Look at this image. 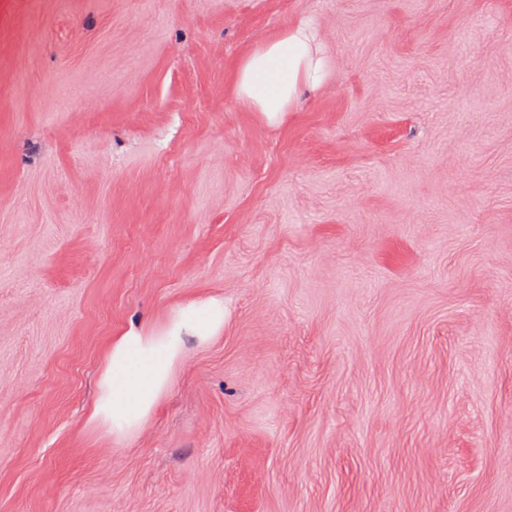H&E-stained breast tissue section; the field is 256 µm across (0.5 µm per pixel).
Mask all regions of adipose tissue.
I'll list each match as a JSON object with an SVG mask.
<instances>
[{
    "mask_svg": "<svg viewBox=\"0 0 512 512\" xmlns=\"http://www.w3.org/2000/svg\"><path fill=\"white\" fill-rule=\"evenodd\" d=\"M329 58L315 24L288 26L260 40L239 60L234 91L270 123L299 111L303 94L327 78ZM224 327V301L211 297L181 305L150 330L119 333L109 350L90 423L121 440L141 429L168 394L189 340L204 343Z\"/></svg>",
    "mask_w": 512,
    "mask_h": 512,
    "instance_id": "ef3b65f1",
    "label": "adipose tissue"
}]
</instances>
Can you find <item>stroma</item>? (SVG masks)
Listing matches in <instances>:
<instances>
[{"label":"stroma","mask_w":512,"mask_h":512,"mask_svg":"<svg viewBox=\"0 0 512 512\" xmlns=\"http://www.w3.org/2000/svg\"><path fill=\"white\" fill-rule=\"evenodd\" d=\"M307 19L268 123L235 65ZM209 297L94 428L114 334ZM0 512H512V0H0ZM329 69L315 24L303 20L274 38L260 40L241 57L234 91L250 111L278 123L289 112L299 111L304 92L321 85ZM224 328V301L181 305L150 330L130 328L112 341L90 423L112 439L141 429L171 388L190 339L205 343Z\"/></svg>","instance_id":"stroma-1"}]
</instances>
